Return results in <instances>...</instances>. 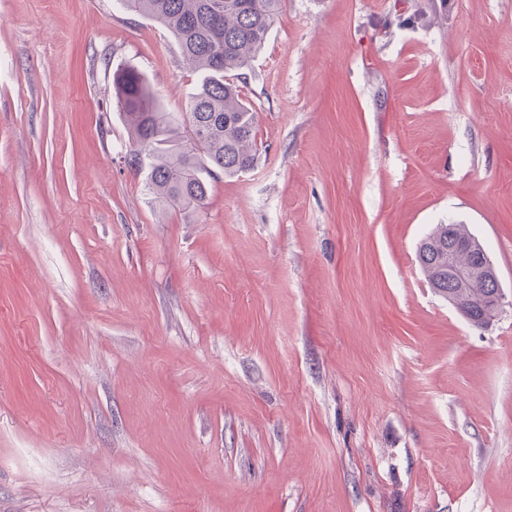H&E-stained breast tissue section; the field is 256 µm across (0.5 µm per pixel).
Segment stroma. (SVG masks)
I'll list each match as a JSON object with an SVG mask.
<instances>
[{
	"label": "stroma",
	"instance_id": "stroma-1",
	"mask_svg": "<svg viewBox=\"0 0 512 512\" xmlns=\"http://www.w3.org/2000/svg\"><path fill=\"white\" fill-rule=\"evenodd\" d=\"M120 63L184 110L119 0H0V512H512V0H282L199 209L127 165ZM448 239L450 243H457L460 246L458 253L460 263L473 266L467 282V288H464V290L473 297H483L490 294L491 288H494L488 305L484 307L485 313L492 319L498 314L503 305L504 292L501 288L496 268L492 262H489L488 258H486L485 268L490 284L489 288H487L485 274L472 262V254L484 251V249L479 241L467 230L466 225L439 224L420 242L417 252L422 256L423 263L421 268L428 278L431 287L450 301V299H455L459 288L448 282V275L458 279L464 278L463 274L457 270L454 255L449 252L448 273L441 271L442 252L439 246L443 244L448 248ZM470 244H472V251H469Z\"/></svg>",
	"mask_w": 512,
	"mask_h": 512
}]
</instances>
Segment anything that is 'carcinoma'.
Here are the masks:
<instances>
[{"instance_id":"obj_1","label":"carcinoma","mask_w":512,"mask_h":512,"mask_svg":"<svg viewBox=\"0 0 512 512\" xmlns=\"http://www.w3.org/2000/svg\"><path fill=\"white\" fill-rule=\"evenodd\" d=\"M124 8L166 28L199 82L185 112L165 111L147 77L131 66L112 73L116 105L129 132L128 165L147 171L156 197L185 208L205 204L209 179L238 175L256 163V110L244 94L245 71L263 48L281 0H122ZM460 246L472 266L482 251L464 224H439L419 244L422 270L432 288L453 299L457 288L441 271L440 245ZM465 291L491 293L485 274L471 271Z\"/></svg>"}]
</instances>
